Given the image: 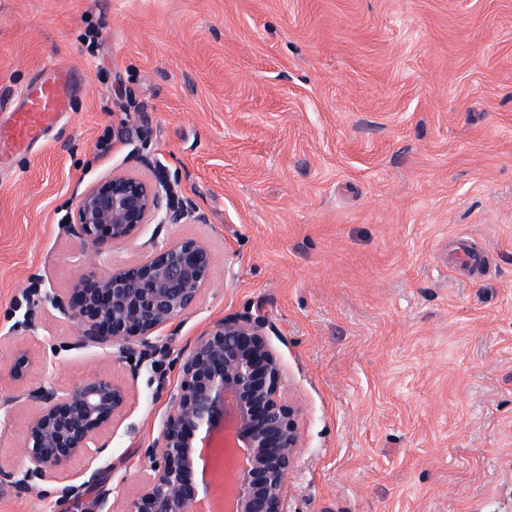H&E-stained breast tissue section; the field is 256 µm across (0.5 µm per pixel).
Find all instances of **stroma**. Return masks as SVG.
Instances as JSON below:
<instances>
[{
    "mask_svg": "<svg viewBox=\"0 0 512 512\" xmlns=\"http://www.w3.org/2000/svg\"><path fill=\"white\" fill-rule=\"evenodd\" d=\"M58 66L67 112L0 146V467L26 466L28 390L104 369L131 395L104 449L0 512L121 508L190 346L234 316L299 411L287 512H512V0H0V129ZM155 165L202 221L67 235L87 185ZM185 237L211 281L153 348L76 347L42 304ZM460 241L484 272L449 264Z\"/></svg>",
    "mask_w": 512,
    "mask_h": 512,
    "instance_id": "stroma-1",
    "label": "stroma"
}]
</instances>
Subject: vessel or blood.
Segmentation results:
<instances>
[{"label": "vessel or blood", "instance_id": "b4317fda", "mask_svg": "<svg viewBox=\"0 0 512 512\" xmlns=\"http://www.w3.org/2000/svg\"><path fill=\"white\" fill-rule=\"evenodd\" d=\"M71 88L70 74L58 69L52 80L39 83L35 88L25 92V105L17 115L14 134L22 140L31 139L51 114L64 111Z\"/></svg>", "mask_w": 512, "mask_h": 512}]
</instances>
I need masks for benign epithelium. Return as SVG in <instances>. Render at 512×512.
Returning a JSON list of instances; mask_svg holds the SVG:
<instances>
[{
  "label": "benign epithelium",
  "mask_w": 512,
  "mask_h": 512,
  "mask_svg": "<svg viewBox=\"0 0 512 512\" xmlns=\"http://www.w3.org/2000/svg\"><path fill=\"white\" fill-rule=\"evenodd\" d=\"M173 198L157 165L149 177L112 173L77 196L76 223L68 233L102 248L128 241L146 224L204 220L192 203ZM213 264L209 247L194 238L155 243L141 262L112 268L94 287L68 299L48 293L45 300L75 322L76 346L112 345L122 355L153 346L161 331L191 310ZM281 382V362L261 321L226 318L197 337L163 423L161 452L121 512H205L213 496L209 472L221 462L231 466L224 512H286L300 432ZM27 400L36 408L27 425L28 465L21 474L0 468V486L63 479L69 462L120 416L128 389L99 372L68 392L39 386Z\"/></svg>",
  "instance_id": "7a95c632"
}]
</instances>
